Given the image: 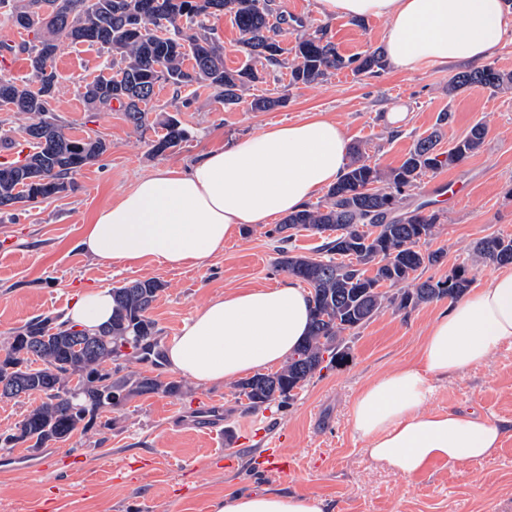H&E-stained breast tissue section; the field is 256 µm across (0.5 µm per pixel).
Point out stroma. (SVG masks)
<instances>
[{
	"instance_id": "1",
	"label": "stroma",
	"mask_w": 512,
	"mask_h": 512,
	"mask_svg": "<svg viewBox=\"0 0 512 512\" xmlns=\"http://www.w3.org/2000/svg\"><path fill=\"white\" fill-rule=\"evenodd\" d=\"M274 15L302 19L307 30L326 27L339 52L362 56L381 48L388 23L331 19L317 0H271ZM34 36L0 15V74L19 80L29 72L26 44ZM53 115L68 134H99L109 150L73 179V187L36 208L0 211V343L36 317L63 315L77 292L155 278L164 288L150 312L160 342L178 334L184 321L214 297L238 288L273 286L283 279L275 266L276 238L254 224L225 244L223 255L201 265L168 269L148 259L124 266L104 263L78 247L81 229L98 208L110 204L140 178L161 166H187L201 154L256 133L271 124L321 112L336 121L351 144L380 168L398 166L416 141L434 128L439 113L451 112L440 150H448L475 125L486 130L482 147L463 162L423 176L413 204L442 212L430 241L440 263L420 270L421 278H446L470 262L485 236L512 237V89L471 87L449 95L448 81L459 66L423 64L411 74L383 70L374 77L351 70L331 72L308 86L289 84V70L271 71L253 96L282 97L269 111L249 105L226 108L212 89H174L158 84L148 107L153 124L135 130L122 113L90 111L83 88L112 73V58L85 43L61 42ZM189 105L175 110V98ZM404 108L407 119L392 130L390 112ZM175 115L187 139L155 156L150 144L160 135L158 118ZM447 299L423 303L409 313L382 311L353 338L349 358L315 375L287 408L253 410L235 382L201 386L182 377L180 396L153 394L127 400L109 412L106 442L74 435L57 447L61 457L78 456L65 488L53 473H0V512H214L234 489H282L323 498L334 512H512V433L491 455L476 461L433 464L416 477L372 462L349 423L360 388L398 367L415 363L430 324L448 310ZM222 401L229 417L223 438L183 428V416L208 401ZM430 411L477 410L493 420H512V343L483 363L436 382ZM280 437V452L293 475L272 470L269 443ZM237 452L234 466L224 453Z\"/></svg>"
}]
</instances>
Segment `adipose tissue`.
<instances>
[{
	"label": "adipose tissue",
	"instance_id": "ef3b65f1",
	"mask_svg": "<svg viewBox=\"0 0 512 512\" xmlns=\"http://www.w3.org/2000/svg\"><path fill=\"white\" fill-rule=\"evenodd\" d=\"M333 19L383 17L392 71L425 62L481 63L512 38V0H318ZM349 141L335 121L311 113L213 150L185 168L160 167L95 212L79 239L99 260L149 259L159 266L199 265L222 254L243 228L302 209L335 184ZM311 296L292 281L242 288L211 299L165 345L167 367L218 386L280 364L308 330ZM112 291L77 293L65 315L94 332L112 317ZM512 341V266L503 267L429 328L416 364L364 385L349 413L373 462L405 476L438 461L478 460L498 448L508 427L472 411H425L433 383L484 362ZM215 512H328L321 498L276 490L225 493Z\"/></svg>",
	"mask_w": 512,
	"mask_h": 512
}]
</instances>
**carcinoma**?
<instances>
[{
	"label": "carcinoma",
	"instance_id": "carcinoma-1",
	"mask_svg": "<svg viewBox=\"0 0 512 512\" xmlns=\"http://www.w3.org/2000/svg\"><path fill=\"white\" fill-rule=\"evenodd\" d=\"M41 0H0V13L15 26L38 34L28 47L30 79L21 83L0 75V111L30 115L22 129L47 124L42 141H26L24 159L0 162V210L19 205L32 207L51 199L36 189L31 177L53 184L65 193L71 179L102 157L108 144L101 137L72 138L48 117L56 92L54 60L63 40L85 42L83 33L101 31L89 42L112 55L115 74L84 86L83 97L93 110L110 111L119 104L125 120L139 129L149 122L144 105L151 101L160 81L177 89L193 85L214 90L226 107L246 101L249 91L275 67L285 65V49L270 23V0H54L57 13H40ZM233 16L246 62L224 66V48L207 25L217 13ZM193 64L185 66V49ZM385 67L379 53L344 56L321 27L297 34L289 84L317 83L331 72L349 69L375 76ZM473 86L493 91L512 87V73L483 66L460 72L448 81V96ZM165 133L152 141L151 152L162 155L186 139V131L172 115L160 120ZM485 129L474 126L446 152L437 149L439 132L417 140L400 165L383 170L353 148L343 175L332 185L324 203L307 205L286 216L272 233L281 270L311 288L312 320L308 336L273 374L256 375L237 384L251 408L291 404L289 390L309 382L349 349L356 331L381 311L397 312L422 303L460 298L471 286L468 267L460 264L445 280L418 281L420 269L443 258L440 249L425 248L435 236L442 215L412 206V191L421 177L465 160L482 145ZM309 231L323 237L311 256L288 247L290 232ZM474 257L482 262L512 264V237L479 239ZM163 284L153 278L134 280L112 288V321L80 339L67 324L53 318L31 320L10 337L0 350V374L20 384L40 403L25 415L12 433H0V448H45L64 443L76 432H92L105 441L114 405L105 390L126 392L127 397L150 394L177 396L180 381L161 380L126 370L118 363L119 343L129 338L134 354L157 343L150 311Z\"/></svg>",
	"mask_w": 512,
	"mask_h": 512
}]
</instances>
